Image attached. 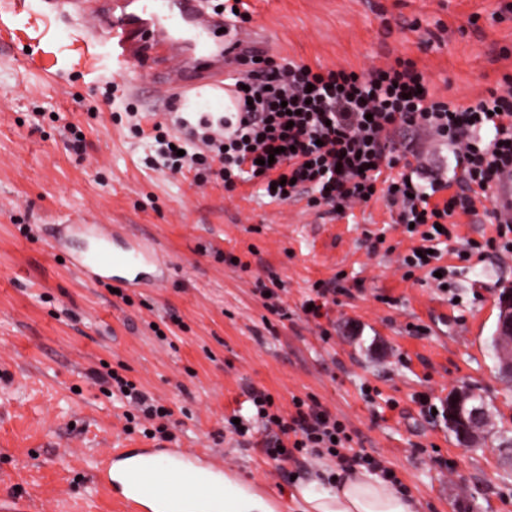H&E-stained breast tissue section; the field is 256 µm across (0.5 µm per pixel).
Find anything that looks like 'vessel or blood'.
<instances>
[{"instance_id":"obj_1","label":"vessel or blood","mask_w":512,"mask_h":512,"mask_svg":"<svg viewBox=\"0 0 512 512\" xmlns=\"http://www.w3.org/2000/svg\"><path fill=\"white\" fill-rule=\"evenodd\" d=\"M53 12L76 14L91 25H107L112 56L131 63L149 57L169 61L155 80L162 99L184 96L201 86L223 87L224 68L239 53L254 50L263 37L244 31L223 16L201 9L199 0H51ZM496 208L512 218V176L496 188ZM93 237V248L65 251L64 260L84 282L119 288H157L170 261L155 242L131 233L129 245L109 249L113 228L63 224L59 237ZM223 474L224 463L192 448H116L96 470L98 484L117 496L125 512H206L215 497L210 484L194 479L196 469Z\"/></svg>"}]
</instances>
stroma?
<instances>
[{"instance_id":"obj_1","label":"stroma","mask_w":512,"mask_h":512,"mask_svg":"<svg viewBox=\"0 0 512 512\" xmlns=\"http://www.w3.org/2000/svg\"><path fill=\"white\" fill-rule=\"evenodd\" d=\"M246 3L245 29L263 32L262 53L278 62L360 72L400 57L465 106L512 77V0ZM158 67L147 58L119 69L107 42L87 46L77 18L45 0H0V494L27 512H120L95 469L124 445L200 448L281 497L321 482L333 461L279 471L262 452L265 430L248 445L225 431V418L250 416L249 395L262 391L285 414L296 397L326 406L354 450L388 462L421 512H512V468L494 437L512 432V381L491 348L512 252L494 241L492 201L436 241L447 280L438 287L427 270L402 266L422 240L384 200L338 217L305 193L273 201L258 179L228 191L147 165V132L162 113L224 109L208 87L153 101ZM137 122L145 134L134 138ZM72 126L82 151L68 143ZM396 140L417 149L424 180L453 176L442 143L409 128ZM78 220L154 235L174 261L167 281L123 299L84 284L53 242L54 225ZM271 274L280 316L254 292ZM331 280L334 301L310 317L313 285ZM106 368L173 410L170 440L126 430V402L92 377ZM464 385L491 407L494 432L474 449L420 403L442 405Z\"/></svg>"}]
</instances>
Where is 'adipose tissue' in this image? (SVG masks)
Wrapping results in <instances>:
<instances>
[{
  "label": "adipose tissue",
  "mask_w": 512,
  "mask_h": 512,
  "mask_svg": "<svg viewBox=\"0 0 512 512\" xmlns=\"http://www.w3.org/2000/svg\"><path fill=\"white\" fill-rule=\"evenodd\" d=\"M297 512H417V503L402 489L373 473H337L331 486L297 489Z\"/></svg>",
  "instance_id": "adipose-tissue-1"
}]
</instances>
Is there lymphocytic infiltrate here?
<instances>
[{"label":"lymphocytic infiltrate","mask_w":512,"mask_h":512,"mask_svg":"<svg viewBox=\"0 0 512 512\" xmlns=\"http://www.w3.org/2000/svg\"><path fill=\"white\" fill-rule=\"evenodd\" d=\"M236 79L237 100L223 128L199 122L185 134L163 122L152 130L156 165L178 174L191 169L198 184L219 176L225 189L261 179L270 198L285 202L314 192L331 212L365 204L376 195L397 209L402 224L446 225L475 210L505 171H512V81L471 106L434 96L415 65L402 58L356 72L311 67L292 60L277 64L248 57ZM408 127L449 145L457 172L453 180L419 181L412 163L398 164L394 134ZM104 387H116L128 404L168 437L172 411L148 397L117 372H94ZM255 414L241 420L245 433L271 431L262 443L266 458L283 465L299 455L331 458L342 472L364 466L392 477L379 458L346 453L345 425L319 402L294 399V411L274 413L270 394L254 392Z\"/></svg>","instance_id":"1"}]
</instances>
